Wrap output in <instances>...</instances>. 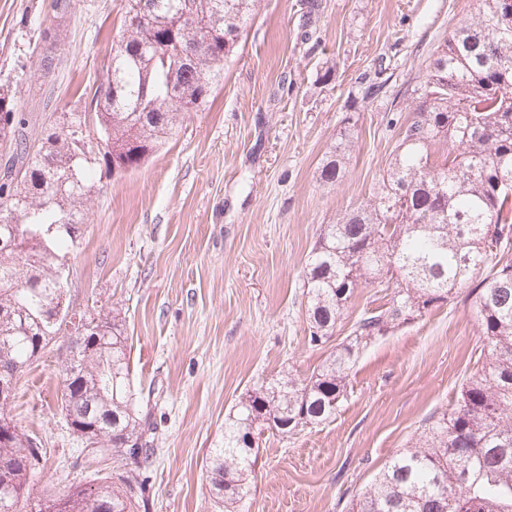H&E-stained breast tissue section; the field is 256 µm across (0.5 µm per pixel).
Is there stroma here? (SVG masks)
Returning a JSON list of instances; mask_svg holds the SVG:
<instances>
[{"mask_svg": "<svg viewBox=\"0 0 512 512\" xmlns=\"http://www.w3.org/2000/svg\"><path fill=\"white\" fill-rule=\"evenodd\" d=\"M0 0V85L38 116L88 106L122 19L121 0ZM258 0L255 19L204 111L187 113L141 168L92 195L65 262L70 305L119 313L132 346L136 403L157 424L148 512H213L206 464L242 394L310 376L382 293L362 288L331 340L307 343L304 267L320 228L356 207L387 170L411 91L433 51L477 0ZM62 40L55 71L31 69L40 26ZM310 32L301 41V32ZM385 67L370 103L361 81ZM359 139L336 185L319 178L344 117ZM483 336L457 295L370 344L332 418L259 448L240 512H342L472 373ZM66 338L20 378L11 413L47 450L56 482L98 469L59 406Z\"/></svg>", "mask_w": 512, "mask_h": 512, "instance_id": "35a3bbf8", "label": "stroma"}]
</instances>
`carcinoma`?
I'll return each mask as SVG.
<instances>
[{
    "mask_svg": "<svg viewBox=\"0 0 512 512\" xmlns=\"http://www.w3.org/2000/svg\"><path fill=\"white\" fill-rule=\"evenodd\" d=\"M257 0H123L100 84L83 112H62L28 133L20 91L0 90V381L17 383L58 335L62 412L90 434L112 477L32 497L46 450L0 407V512H135L147 502L154 422L136 409L131 352L117 316L58 315L63 260L79 236L96 175L138 169L183 114L224 79ZM412 118L369 198L321 226L305 266L308 344L332 337L359 288L388 302L362 311L351 332L305 377L244 393L213 449L207 478L219 512H238L257 453L249 429L269 420L287 437L336 415L369 344L468 290L485 360L451 407L435 411L344 512H512V0H478L432 56L414 89ZM92 122L103 142L90 160L75 134ZM358 141L351 117L331 144L320 180L343 177Z\"/></svg>",
    "mask_w": 512,
    "mask_h": 512,
    "instance_id": "1",
    "label": "carcinoma"
}]
</instances>
